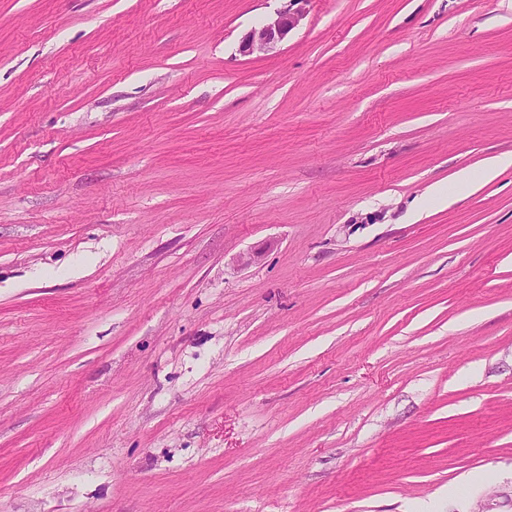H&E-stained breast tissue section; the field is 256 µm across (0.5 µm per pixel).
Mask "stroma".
Listing matches in <instances>:
<instances>
[{
	"label": "stroma",
	"instance_id": "stroma-1",
	"mask_svg": "<svg viewBox=\"0 0 512 512\" xmlns=\"http://www.w3.org/2000/svg\"><path fill=\"white\" fill-rule=\"evenodd\" d=\"M287 5L0 0V512H512V0ZM288 9L277 11L275 17H270L258 28L251 30L242 40L240 52L243 55H253L255 53H264L274 49L278 43L282 42L294 28L299 26L305 18L304 8L293 10L290 6L305 3L309 0H289Z\"/></svg>",
	"mask_w": 512,
	"mask_h": 512
}]
</instances>
